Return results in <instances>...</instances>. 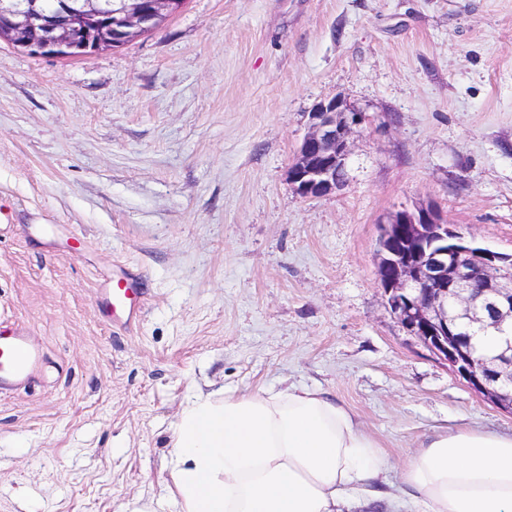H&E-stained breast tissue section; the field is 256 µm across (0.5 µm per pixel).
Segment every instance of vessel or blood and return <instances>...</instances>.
<instances>
[{
  "mask_svg": "<svg viewBox=\"0 0 512 512\" xmlns=\"http://www.w3.org/2000/svg\"><path fill=\"white\" fill-rule=\"evenodd\" d=\"M150 297L146 280L140 274L122 271L102 290L101 313L113 325L133 331ZM40 360L38 351L23 333L0 336V393L6 394L23 384Z\"/></svg>",
  "mask_w": 512,
  "mask_h": 512,
  "instance_id": "1",
  "label": "vessel or blood"
}]
</instances>
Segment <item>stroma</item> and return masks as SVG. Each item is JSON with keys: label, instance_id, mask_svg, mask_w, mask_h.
Masks as SVG:
<instances>
[{"label": "stroma", "instance_id": "obj_1", "mask_svg": "<svg viewBox=\"0 0 512 512\" xmlns=\"http://www.w3.org/2000/svg\"><path fill=\"white\" fill-rule=\"evenodd\" d=\"M337 95L366 121L308 200L288 167ZM419 202L512 254V0H186L77 60L0 41V334L42 355L0 396V512L162 495L199 391L322 388L397 486L427 434L511 435L388 309L381 228ZM119 261L152 290L131 333L95 308Z\"/></svg>", "mask_w": 512, "mask_h": 512}]
</instances>
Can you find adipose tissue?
I'll return each instance as SVG.
<instances>
[{"mask_svg": "<svg viewBox=\"0 0 512 512\" xmlns=\"http://www.w3.org/2000/svg\"><path fill=\"white\" fill-rule=\"evenodd\" d=\"M168 456L164 494L122 512H368L380 499L403 512H512V434L434 432L391 491L381 444L317 387L193 396Z\"/></svg>", "mask_w": 512, "mask_h": 512, "instance_id": "1", "label": "adipose tissue"}]
</instances>
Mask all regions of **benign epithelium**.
Wrapping results in <instances>:
<instances>
[{
    "mask_svg": "<svg viewBox=\"0 0 512 512\" xmlns=\"http://www.w3.org/2000/svg\"><path fill=\"white\" fill-rule=\"evenodd\" d=\"M185 0H0V40L33 54L76 59L120 48L178 15ZM361 113L336 96L310 114L308 134L288 168L309 199L345 182ZM377 277L391 313L495 407L512 413V254L479 247L451 230L432 205L390 213ZM494 333V357H474L473 341Z\"/></svg>",
    "mask_w": 512,
    "mask_h": 512,
    "instance_id": "7a95c632",
    "label": "benign epithelium"
}]
</instances>
